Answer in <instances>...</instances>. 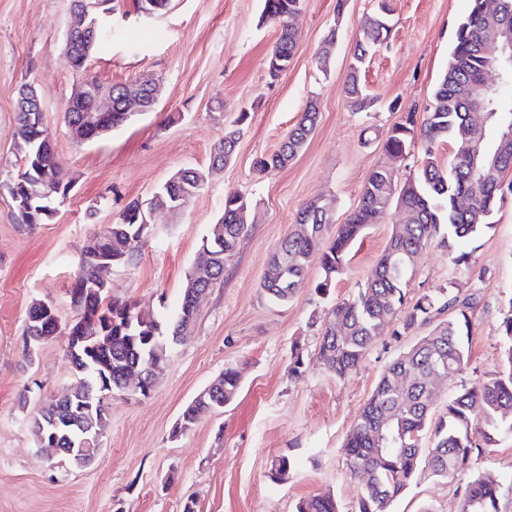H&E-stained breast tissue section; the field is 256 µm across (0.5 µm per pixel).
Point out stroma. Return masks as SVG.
<instances>
[{"label": "stroma", "instance_id": "35a3bbf8", "mask_svg": "<svg viewBox=\"0 0 512 512\" xmlns=\"http://www.w3.org/2000/svg\"><path fill=\"white\" fill-rule=\"evenodd\" d=\"M374 5L304 0L294 21L292 63L273 81L266 60L277 31L261 18L263 0H170L152 17L139 13L137 0H118L108 17L111 40L94 47L79 73L62 57L74 21L71 0H0V512H183L190 499L195 512H295L300 499L325 492L340 512H355L362 483L349 473L346 439L382 371L412 339L382 333L343 377L324 370L316 353L332 307L371 275L395 214L351 246L326 293L316 290L323 279L316 261L288 303L269 299L261 283L304 204L315 198L331 204L328 240L358 205L370 172L387 160V131L406 109L424 108L431 99L469 0H391L390 39L362 74L378 105L354 112L344 81L361 20ZM333 28L338 39L323 71L316 54ZM88 76L105 87L151 78L159 101L125 126L77 143L63 108ZM28 83L40 95L61 175L73 184L53 217L32 232L15 222L6 190L19 165L16 100ZM311 99L319 108L314 134L285 167L258 174L255 160L278 147ZM235 125L242 133L232 161L212 171L183 209L157 212L132 260L108 276L114 296L168 326L204 239L225 198L236 193L249 201L254 221L223 284L201 300L150 395L113 394L96 462L84 469L50 465L28 419L75 376L62 337L25 365L22 333L32 303L52 302L62 321L72 320L70 288L87 240L116 223L130 201L151 198L176 171L207 168L214 146ZM490 222L491 230L466 243L468 265L450 264L434 242L414 267V287L434 292L452 285L460 296L476 297L468 365L438 382L441 409L461 387H480L502 366L498 326L512 298V194ZM298 357L304 360L299 376L291 372ZM227 368L241 374L232 403L174 435L185 405ZM23 393L24 409L18 406ZM282 456L295 466L284 479H272L271 464ZM478 475L501 482V506L512 512V437L473 455L453 481L415 480L392 512H457L462 489Z\"/></svg>", "mask_w": 512, "mask_h": 512}]
</instances>
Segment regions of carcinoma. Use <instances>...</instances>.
Returning <instances> with one entry per match:
<instances>
[{
	"label": "carcinoma",
	"instance_id": "cac0c4a2",
	"mask_svg": "<svg viewBox=\"0 0 512 512\" xmlns=\"http://www.w3.org/2000/svg\"><path fill=\"white\" fill-rule=\"evenodd\" d=\"M471 8L456 27L447 65L442 72L432 99L424 107L422 120L414 111L395 125L385 136L384 151L388 159L403 162L415 139H420L423 158L416 175L400 183L397 167L380 165L368 176L359 205L336 231V236L323 244L324 231L331 223L329 209L308 203L297 216L300 230L283 240L268 264L263 290L272 300L286 302L303 286L308 265L319 260L324 278L316 285L326 292L333 279L341 274L351 244L371 224L378 223L387 210L399 209L403 218L393 225L388 243L378 259L371 276L350 299L337 304L331 312L320 342L317 358L323 367L337 377L356 368L366 350L380 335V329L393 326L394 340L415 328L433 325L429 334L417 338L383 371L366 403L358 422L348 435L345 445L347 466L351 474L361 470L365 483L357 502L356 512H391L395 499L418 475L428 473L434 478L451 481L468 459L484 448H491L499 439L512 436V298L499 324L505 340L504 369L491 374L478 389L462 388L448 400L445 410L435 415L436 391L431 374L445 376L462 372L468 363L464 338L469 336L472 299L460 298L449 288L437 292L412 295L411 273L420 252L432 241L439 240L448 250V260L455 266L469 262L471 253L461 251L459 242L474 238L493 225L486 222L505 193L512 194V56L499 62L503 79L496 88L474 99L485 67L481 46L489 19L484 0H470ZM303 0H264L263 17L278 32L275 48L267 59L268 76L279 75L272 69L284 71L294 54V30L288 26V16L302 10ZM389 0H377L375 10L361 22V36L352 54L346 76L344 93L349 107L357 112L371 109L376 100L361 80L364 66L381 48L390 35ZM127 84L115 83L112 92V111L97 112L96 128L103 133L123 126L131 113L122 109L123 91ZM31 92L23 87L17 101L18 138L23 155L12 187L23 194L26 189L36 193L32 209L25 214V226L31 228L47 220L70 192L67 184L59 185L48 178L57 166V159L47 128L38 113L30 111ZM481 110L487 124L478 131L470 114ZM318 106L310 100L300 119L291 129L278 150L258 159L256 171L265 174L288 164L301 150L314 131ZM239 131L231 129L211 153L208 168L179 170L160 189V193L186 194L183 203L190 202L201 191L197 176L209 175V170L222 168L234 156ZM474 139L482 140L490 153L503 154L502 163L494 171H479L472 167L464 146ZM451 147L448 165L437 156L440 142ZM467 198L471 206L458 208L457 201ZM139 202L133 200L124 209L128 219L107 226L89 239L76 260V272L70 288L71 303L77 310H99L112 315V329L94 340L93 352L76 358L71 351L66 357L71 363L76 382L62 396L43 405L30 422V432L39 448H69L71 442L89 440L82 452L64 454L62 458L77 467L89 466V459L98 454L107 423V412H94L83 418L87 430L76 429L70 438L49 436V422L71 404L90 396L97 399L101 390V364L112 363V373L105 374L111 390H127V369L155 362L163 367L169 361L174 345L189 331L197 310V293L212 290L224 281V269L235 255L240 238L248 231L243 212L249 203L241 195H230L224 201V214L218 223L224 227V240L217 245L209 236L203 245L210 254L209 269L197 287H185L180 312L165 335L158 321L145 313L128 318L134 303L112 295L111 288L99 292L81 287L96 275L92 263L85 261L90 253L110 248L118 258L116 264L127 261L125 245L128 235L136 232L139 223L133 212ZM453 317L442 320L447 311ZM79 320L62 323L60 317L42 318L39 304L33 303L24 330V358L33 363L37 352L27 350L28 340L38 338L36 348L60 337L72 336ZM241 384L238 370L227 368L200 392L182 411L175 431L186 433L206 412L224 408L236 396ZM481 425L482 442L471 436L475 425ZM433 437L432 446H424L425 435ZM501 487L491 477L479 475L472 479L462 493L459 512H502ZM296 512H339L336 498L329 494L315 495L298 502Z\"/></svg>",
	"mask_w": 512,
	"mask_h": 512
}]
</instances>
